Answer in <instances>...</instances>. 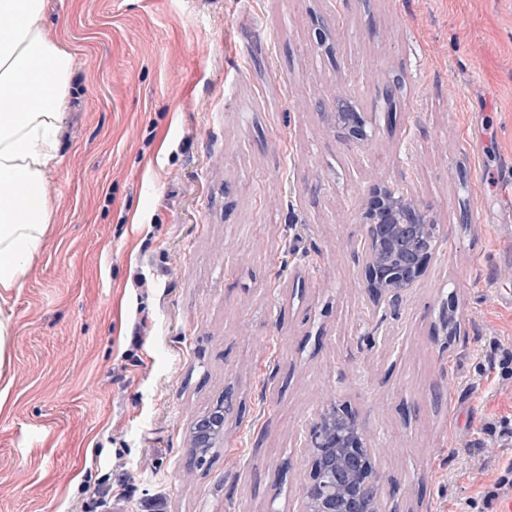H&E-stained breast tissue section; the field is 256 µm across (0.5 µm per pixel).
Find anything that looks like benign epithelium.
<instances>
[{
  "label": "benign epithelium",
  "mask_w": 512,
  "mask_h": 512,
  "mask_svg": "<svg viewBox=\"0 0 512 512\" xmlns=\"http://www.w3.org/2000/svg\"><path fill=\"white\" fill-rule=\"evenodd\" d=\"M333 120L349 147L364 148L372 133L370 118L353 106L344 85L337 88ZM363 221L354 257L364 267V288L375 307L395 310L436 256L440 225L428 205L382 178L364 198ZM458 327L453 297L441 298L436 335L446 337ZM296 447L310 465L300 512H387L369 438L346 407L335 401L322 404L298 429Z\"/></svg>",
  "instance_id": "7a95c632"
}]
</instances>
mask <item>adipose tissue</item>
I'll return each instance as SVG.
<instances>
[{"mask_svg":"<svg viewBox=\"0 0 512 512\" xmlns=\"http://www.w3.org/2000/svg\"><path fill=\"white\" fill-rule=\"evenodd\" d=\"M43 20L44 0H0V299L19 288L53 216L41 189L59 163L74 58L44 38Z\"/></svg>","mask_w":512,"mask_h":512,"instance_id":"obj_1","label":"adipose tissue"}]
</instances>
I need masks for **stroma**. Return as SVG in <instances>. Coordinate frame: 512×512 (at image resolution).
<instances>
[{
    "mask_svg": "<svg viewBox=\"0 0 512 512\" xmlns=\"http://www.w3.org/2000/svg\"><path fill=\"white\" fill-rule=\"evenodd\" d=\"M43 31L75 75L64 191L9 301L0 512H299L296 430L328 398L399 512H501L512 441L483 427L512 422L491 366L512 345V0H46ZM340 83L377 117L363 169L327 120ZM376 174L441 226L396 353L352 253ZM228 384L224 443L189 471ZM439 315L438 321L434 325L436 336H445L448 339V334H455L459 327L457 316V306L453 300V295L442 297L439 302ZM448 319L452 327L448 329ZM454 323L452 324V321ZM453 328V329H452Z\"/></svg>",
    "mask_w": 512,
    "mask_h": 512,
    "instance_id": "1",
    "label": "stroma"
}]
</instances>
